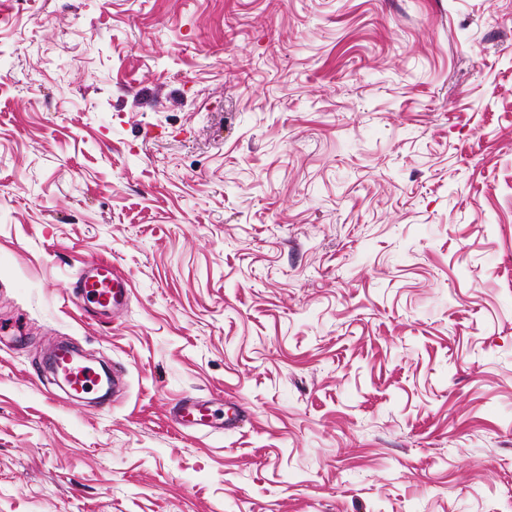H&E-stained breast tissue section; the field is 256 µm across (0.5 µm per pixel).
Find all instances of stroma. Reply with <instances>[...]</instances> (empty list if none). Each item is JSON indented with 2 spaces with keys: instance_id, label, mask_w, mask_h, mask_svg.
Masks as SVG:
<instances>
[{
  "instance_id": "stroma-1",
  "label": "stroma",
  "mask_w": 512,
  "mask_h": 512,
  "mask_svg": "<svg viewBox=\"0 0 512 512\" xmlns=\"http://www.w3.org/2000/svg\"><path fill=\"white\" fill-rule=\"evenodd\" d=\"M0 512H512V0H0ZM75 292L102 312L128 303L126 280L110 262L98 261L76 275ZM73 367L87 365V363L83 359H79L75 357L71 361ZM96 376L94 370L89 366H83L79 368L76 372L75 381H74V390L72 393L75 397H80L90 392V390L95 386ZM228 406L227 412L224 407ZM231 413L229 414L228 412ZM224 415V424H233L242 421L243 411L237 402L224 400V396L211 397L207 400L190 399L182 403L174 412L173 419L176 424H191L201 428L212 427Z\"/></svg>"
}]
</instances>
